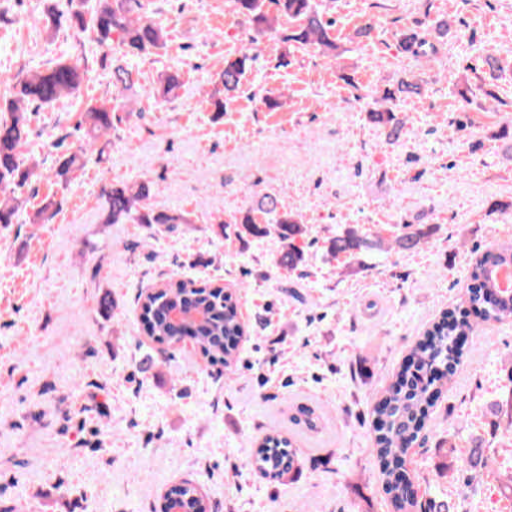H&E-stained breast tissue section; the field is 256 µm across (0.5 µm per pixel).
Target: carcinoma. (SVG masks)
Wrapping results in <instances>:
<instances>
[{
  "mask_svg": "<svg viewBox=\"0 0 512 512\" xmlns=\"http://www.w3.org/2000/svg\"><path fill=\"white\" fill-rule=\"evenodd\" d=\"M234 11L248 20L259 34L269 33L285 45L278 56V64L287 63V57L308 49H317L322 56L336 62L338 46L331 37L332 22L325 19L316 0H274L278 9L275 18H270L264 9L265 0H231ZM67 13L49 11L42 19V28L47 33L56 32L61 18L68 16L71 27L87 34L101 47H107L113 38H118L125 53L133 58L155 54L167 45V32L156 20L137 15L139 0H96L95 6L85 9L86 0H66ZM453 31L451 19L431 23L419 22L397 34L398 48L405 57L420 64H434L440 60L446 38ZM258 58L257 38L249 41L238 54L224 58L217 73V82L224 95L211 96L206 100L212 112H226L241 89L243 80ZM508 61L496 54L481 57L479 82H465L459 92L461 99H471L474 91L494 102L493 111L498 112L508 103L501 99L494 87L505 72ZM138 71L129 61L112 67V106L106 103H90L82 111L75 130L81 133V144L73 151L58 158L57 165L47 178L69 182L72 175L83 169L88 155L95 150L97 142L110 135L114 128L116 112L121 108L120 99L137 82ZM88 77V71L68 58L60 57L44 68L26 74L13 88L12 97L0 104V224H13L23 207L21 191L32 188L34 180L42 177L37 166L28 163L21 148L28 142L33 111L48 109L65 97L77 96ZM178 72H165L158 78L157 87L149 95L167 97L180 87ZM421 85L412 77H400L392 89L382 91L376 106L367 110V119L379 126L385 144L394 145L404 135L405 121L396 110V102L404 97L421 93ZM153 182L148 178L138 181L114 182L101 193L107 224H189V214L165 205L152 203ZM59 209V204L46 201L29 217L31 224H47ZM267 217V223L257 222L256 213ZM228 224H240L253 236L271 233L279 239L281 249L276 265L289 271L304 267L305 252L298 241L308 229L301 215L287 208L273 194L263 195L255 206L233 214ZM433 227L421 222H405L401 230L391 239L379 235L370 236L348 226L327 240V253L343 258L348 263L365 267L362 257L371 254L416 252L428 241ZM492 257L476 260L470 270L471 284L468 287L469 302L481 311L483 321H503L512 318V302L495 297L483 279V265ZM140 319L143 331L157 341L171 336L190 334L199 345L203 356L229 363L238 348V336L243 323L233 295L224 294V288L209 284H198L192 280L178 278L174 274L163 288L155 294L139 297ZM176 306L200 309L206 316L203 325L184 324L176 326L170 320V310ZM479 326L477 322L461 320L455 312L446 311L434 323L415 346L416 358L425 364V371L433 373L432 379L408 381L399 374L385 391L384 405L375 409L373 428L377 456L380 461L382 480L395 509L400 510L407 502L405 474V447L417 440L425 428L427 409L431 406L429 392L440 391L444 380L452 376L461 356L456 337L466 335ZM298 460L297 449L292 442L272 431L257 447L252 464L259 467L272 480L286 476ZM164 499L180 501L186 512H209L207 501L198 495L197 489L188 482L171 487Z\"/></svg>",
  "mask_w": 512,
  "mask_h": 512,
  "instance_id": "carcinoma-1",
  "label": "carcinoma"
}]
</instances>
